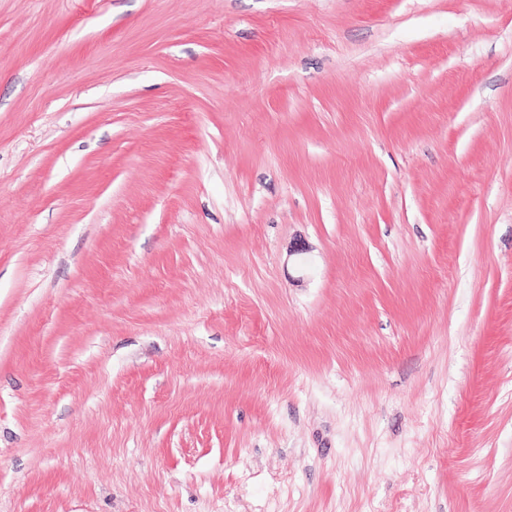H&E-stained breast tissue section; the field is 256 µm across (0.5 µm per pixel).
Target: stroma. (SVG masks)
I'll return each instance as SVG.
<instances>
[{"label":"stroma","instance_id":"stroma-1","mask_svg":"<svg viewBox=\"0 0 512 512\" xmlns=\"http://www.w3.org/2000/svg\"><path fill=\"white\" fill-rule=\"evenodd\" d=\"M0 512H512V0H0Z\"/></svg>","mask_w":512,"mask_h":512}]
</instances>
